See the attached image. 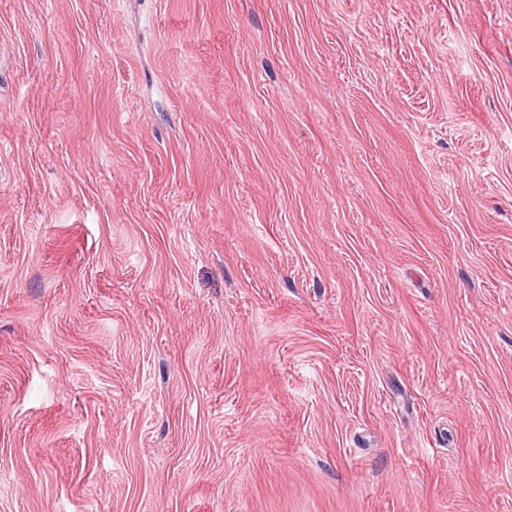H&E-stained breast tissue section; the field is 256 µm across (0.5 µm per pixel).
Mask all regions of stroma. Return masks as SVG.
<instances>
[{"label":"stroma","instance_id":"stroma-1","mask_svg":"<svg viewBox=\"0 0 512 512\" xmlns=\"http://www.w3.org/2000/svg\"><path fill=\"white\" fill-rule=\"evenodd\" d=\"M0 512H512V0H0Z\"/></svg>","mask_w":512,"mask_h":512}]
</instances>
